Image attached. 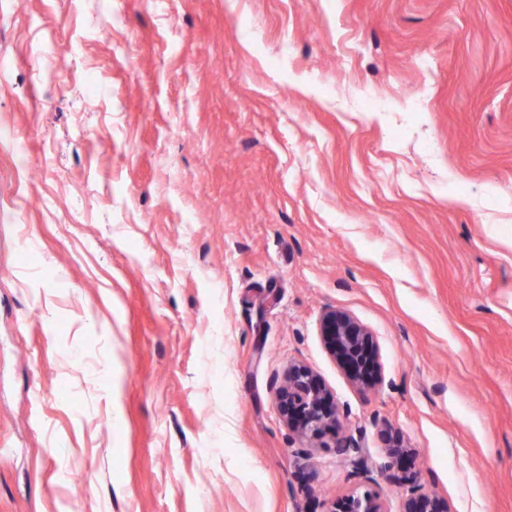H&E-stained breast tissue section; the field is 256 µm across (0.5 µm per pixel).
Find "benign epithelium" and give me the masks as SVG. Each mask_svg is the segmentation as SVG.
Wrapping results in <instances>:
<instances>
[{
	"label": "benign epithelium",
	"mask_w": 512,
	"mask_h": 512,
	"mask_svg": "<svg viewBox=\"0 0 512 512\" xmlns=\"http://www.w3.org/2000/svg\"><path fill=\"white\" fill-rule=\"evenodd\" d=\"M319 332L329 353L347 377L365 387L376 379L379 349L372 331L343 310H329L322 316ZM277 406L282 419L299 436L317 440L338 421V408L331 392L307 365L294 363L288 367L277 390ZM379 438L389 456H405L410 452L403 435L385 427ZM330 512H386L375 494L351 493L335 502ZM400 512H449L448 502L440 496L410 492L401 503Z\"/></svg>",
	"instance_id": "1"
}]
</instances>
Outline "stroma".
Here are the masks:
<instances>
[{
    "label": "stroma",
    "instance_id": "35a3bbf8",
    "mask_svg": "<svg viewBox=\"0 0 512 512\" xmlns=\"http://www.w3.org/2000/svg\"><path fill=\"white\" fill-rule=\"evenodd\" d=\"M510 238L512 0H0V512H512ZM319 332L347 377L362 387L372 385L379 358L372 331L348 312L334 309L322 316ZM277 406L282 419L302 438L317 440L338 421V408L331 392L307 365L288 367L277 390ZM379 438L384 448H387L390 457L405 456L411 451L403 435L391 427L382 428L379 431ZM399 512H449L448 503L437 494H417L412 489L401 503ZM329 512H387L375 494L365 492L363 494L351 493L335 502Z\"/></svg>",
    "mask_w": 512,
    "mask_h": 512
}]
</instances>
